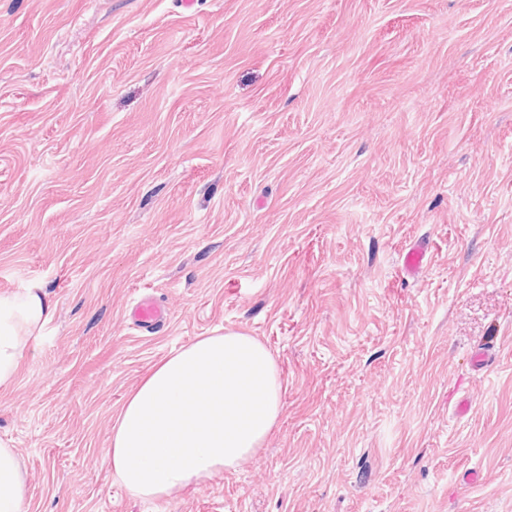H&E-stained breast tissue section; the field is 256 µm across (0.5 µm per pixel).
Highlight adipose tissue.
Instances as JSON below:
<instances>
[{"label":"adipose tissue","instance_id":"1","mask_svg":"<svg viewBox=\"0 0 512 512\" xmlns=\"http://www.w3.org/2000/svg\"><path fill=\"white\" fill-rule=\"evenodd\" d=\"M53 309L40 283L0 295V388L13 386ZM284 384L267 346L241 332L203 336L162 358L124 400L102 459L142 501L236 470L261 448L282 410ZM28 483L0 441V512H27Z\"/></svg>","mask_w":512,"mask_h":512}]
</instances>
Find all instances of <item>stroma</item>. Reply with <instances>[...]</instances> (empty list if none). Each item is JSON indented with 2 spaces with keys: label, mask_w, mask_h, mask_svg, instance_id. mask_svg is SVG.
<instances>
[{
  "label": "stroma",
  "mask_w": 512,
  "mask_h": 512,
  "mask_svg": "<svg viewBox=\"0 0 512 512\" xmlns=\"http://www.w3.org/2000/svg\"><path fill=\"white\" fill-rule=\"evenodd\" d=\"M30 280L28 512H512V0H0V294ZM226 331L281 368L274 431L132 499L125 396ZM428 249V243L423 240H417L407 247L403 265L409 275L414 276L422 271L428 261ZM127 320L133 327L153 333L163 329L169 317L158 300L153 297H144L129 309Z\"/></svg>",
  "instance_id": "1"
}]
</instances>
